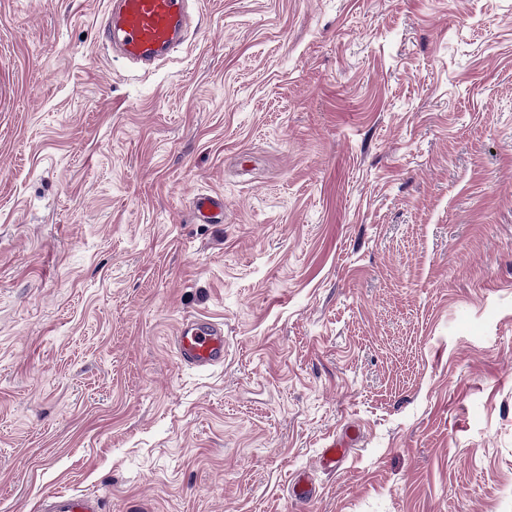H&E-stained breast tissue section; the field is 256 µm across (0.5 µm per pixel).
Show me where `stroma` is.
Wrapping results in <instances>:
<instances>
[{"mask_svg":"<svg viewBox=\"0 0 512 512\" xmlns=\"http://www.w3.org/2000/svg\"><path fill=\"white\" fill-rule=\"evenodd\" d=\"M110 6L0 0V512H512V0ZM189 20V0H113L104 29L113 54L151 66L177 47ZM193 206L199 215L211 223L224 210V198L218 195L198 194L193 198ZM173 350L180 365L207 370L224 363V326L197 317L178 325ZM354 432L348 431L344 437L336 439L329 444L328 448H323L321 460L324 466L336 470L344 462L348 448H351ZM42 512H102L101 502L89 494H72L66 491L48 495L40 509Z\"/></svg>","mask_w":512,"mask_h":512,"instance_id":"1","label":"stroma"}]
</instances>
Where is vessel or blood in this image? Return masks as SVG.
Wrapping results in <instances>:
<instances>
[{"instance_id": "1", "label": "vessel or blood", "mask_w": 512, "mask_h": 512, "mask_svg": "<svg viewBox=\"0 0 512 512\" xmlns=\"http://www.w3.org/2000/svg\"><path fill=\"white\" fill-rule=\"evenodd\" d=\"M190 20L189 0H112L104 28L113 54L135 64L150 66L171 53L179 44ZM195 211L215 219L224 208L218 195L199 194ZM173 350L180 365L207 370L224 363V327L196 317L178 325ZM352 435L336 439L323 449L324 466L336 469L344 462ZM41 512H102L101 502L89 494L59 491L48 495Z\"/></svg>"}]
</instances>
